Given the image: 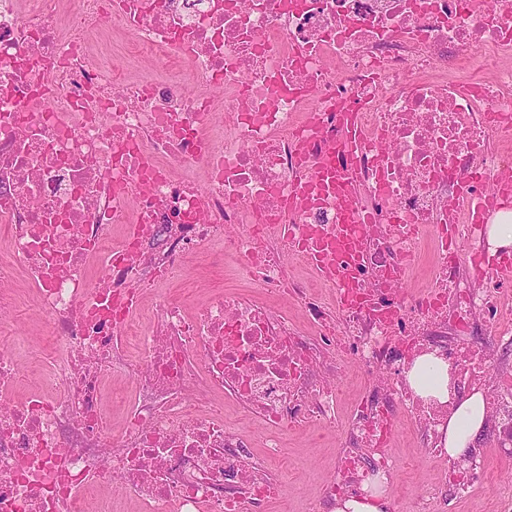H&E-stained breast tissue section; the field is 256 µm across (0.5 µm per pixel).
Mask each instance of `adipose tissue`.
Listing matches in <instances>:
<instances>
[{"label":"adipose tissue","instance_id":"adipose-tissue-1","mask_svg":"<svg viewBox=\"0 0 512 512\" xmlns=\"http://www.w3.org/2000/svg\"><path fill=\"white\" fill-rule=\"evenodd\" d=\"M413 390L422 397L439 401L448 399L449 366L443 359L429 355L416 360L407 374ZM487 421V410L481 393L459 401L439 428V435L449 460L467 457Z\"/></svg>","mask_w":512,"mask_h":512}]
</instances>
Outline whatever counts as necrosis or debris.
<instances>
[{
    "instance_id": "1",
    "label": "necrosis or debris",
    "mask_w": 512,
    "mask_h": 512,
    "mask_svg": "<svg viewBox=\"0 0 512 512\" xmlns=\"http://www.w3.org/2000/svg\"><path fill=\"white\" fill-rule=\"evenodd\" d=\"M143 66L118 74L108 57ZM512 0H0V328L33 298L42 392L0 349V512H260L281 483L224 425L336 426V364L369 383L327 494L389 475L395 423L425 451L483 391L512 443ZM250 291L158 288L192 258ZM429 283L405 288L419 259ZM434 355L449 398L406 373ZM134 390L112 433L102 382ZM498 385L486 388L488 377ZM453 461L448 490L487 482ZM426 367H433L435 371L429 379L420 377ZM407 379L419 396L435 398L441 402L448 400L449 366L443 359L434 355L419 358L408 372Z\"/></svg>"
}]
</instances>
